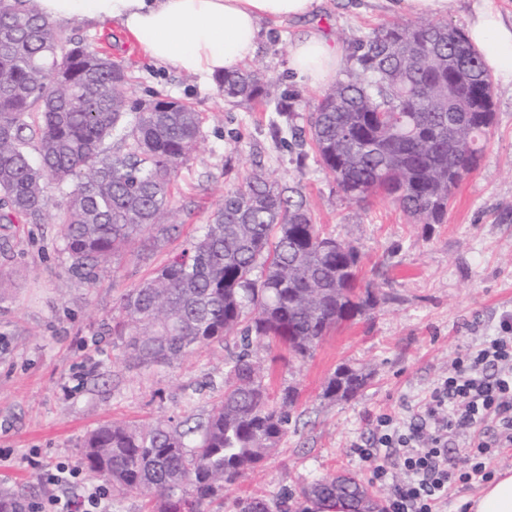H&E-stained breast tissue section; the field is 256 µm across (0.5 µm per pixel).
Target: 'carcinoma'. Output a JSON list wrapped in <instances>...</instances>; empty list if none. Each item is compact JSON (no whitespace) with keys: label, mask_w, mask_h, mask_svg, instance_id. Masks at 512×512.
I'll return each mask as SVG.
<instances>
[{"label":"carcinoma","mask_w":512,"mask_h":512,"mask_svg":"<svg viewBox=\"0 0 512 512\" xmlns=\"http://www.w3.org/2000/svg\"><path fill=\"white\" fill-rule=\"evenodd\" d=\"M350 66L317 102L310 139L339 190L359 203L381 194L417 224H442L455 191L478 166L495 120L492 80L464 30L442 21L396 23L356 40ZM224 100L267 104L279 86L254 68L216 80ZM203 115L166 98L134 97L126 67L102 47L0 0V226L57 215L68 271L90 283L136 245L152 251L176 230L173 181L203 138ZM117 144L113 152L108 142ZM358 248L314 222L300 184L254 171L221 202L180 254L120 297L116 336L146 365L170 364L228 337L224 392L203 421L106 424L84 441L83 463L112 486L140 493L155 512H205L254 472L288 432L297 388L271 398L254 342L281 344L289 361L313 355L328 332L378 303ZM370 373L343 364L323 397L348 399ZM305 497L358 509L353 477L303 486ZM238 512H271L257 497Z\"/></svg>","instance_id":"obj_1"}]
</instances>
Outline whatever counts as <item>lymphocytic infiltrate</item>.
<instances>
[{
  "instance_id": "1",
  "label": "lymphocytic infiltrate",
  "mask_w": 512,
  "mask_h": 512,
  "mask_svg": "<svg viewBox=\"0 0 512 512\" xmlns=\"http://www.w3.org/2000/svg\"><path fill=\"white\" fill-rule=\"evenodd\" d=\"M456 449L466 460L448 458ZM512 450V313L502 316L496 335L457 356L448 376L409 416L377 418L368 444L352 453L371 470V481L388 488L383 512H441L454 485L489 479L492 462ZM64 487L55 512H108L102 488L75 491L66 469L49 474Z\"/></svg>"
}]
</instances>
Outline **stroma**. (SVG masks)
<instances>
[{"mask_svg": "<svg viewBox=\"0 0 512 512\" xmlns=\"http://www.w3.org/2000/svg\"><path fill=\"white\" fill-rule=\"evenodd\" d=\"M412 19L386 0H323L313 21L264 31L254 64L281 91L304 98L290 123L271 107L225 102L215 86L150 65L117 23L61 22L72 38L107 46L127 67L136 98L160 94L202 112L204 138L174 182L178 233L148 260L127 253L96 283L68 270L54 222L65 205L58 191H51L41 223L0 228V485L28 486L26 512H49L57 489L47 470L69 467L80 486L99 485L81 464L83 439L98 426L198 421L216 405L234 342L145 368L123 356L112 316L122 293L180 253L224 191L253 170L301 185L316 223L359 246L379 303L369 316L331 331L301 368L289 369L283 349L253 345L272 395L292 384L299 397L287 436L257 474L225 491L223 512H237L236 500L246 497L282 499L288 512H307L303 485L340 475L367 484L369 468L351 445L369 437L378 416L405 415L457 355L496 335L501 314L512 312V85L494 83L492 132L442 224L414 223L380 195L348 200L309 137L297 135L324 89L290 74L291 42L315 26L347 47L380 25ZM344 363L369 368V383L355 398H324L328 378Z\"/></svg>", "mask_w": 512, "mask_h": 512, "instance_id": "35a3bbf8", "label": "stroma"}]
</instances>
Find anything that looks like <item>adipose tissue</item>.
Listing matches in <instances>:
<instances>
[{"mask_svg":"<svg viewBox=\"0 0 512 512\" xmlns=\"http://www.w3.org/2000/svg\"><path fill=\"white\" fill-rule=\"evenodd\" d=\"M321 0H26L51 21H114L133 34L149 64L213 82L242 67L258 47L263 23L314 17ZM466 34L495 79L512 84V17L475 0ZM345 53L312 29L289 48L288 68L314 85L335 79ZM467 512H512V470L498 472Z\"/></svg>","mask_w":512,"mask_h":512,"instance_id":"ef3b65f1","label":"adipose tissue"}]
</instances>
